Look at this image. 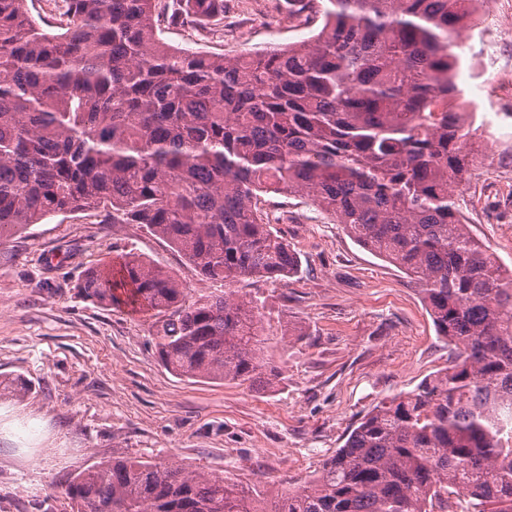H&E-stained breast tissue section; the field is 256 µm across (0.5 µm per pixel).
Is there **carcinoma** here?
<instances>
[{
  "instance_id": "carcinoma-1",
  "label": "carcinoma",
  "mask_w": 512,
  "mask_h": 512,
  "mask_svg": "<svg viewBox=\"0 0 512 512\" xmlns=\"http://www.w3.org/2000/svg\"><path fill=\"white\" fill-rule=\"evenodd\" d=\"M177 2L171 25L224 16ZM327 2L310 37L226 56L162 42L156 0H63L59 33L0 0V242L59 213L145 225L224 292L191 302L134 254L81 292L166 314L172 373L251 386L279 371L233 284L297 271L260 203L306 197L419 287L453 352L269 511L222 476L118 456L66 481L76 512H512V269L455 201L477 152L454 48L479 0Z\"/></svg>"
}]
</instances>
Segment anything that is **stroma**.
I'll return each mask as SVG.
<instances>
[{"label": "stroma", "instance_id": "stroma-1", "mask_svg": "<svg viewBox=\"0 0 512 512\" xmlns=\"http://www.w3.org/2000/svg\"><path fill=\"white\" fill-rule=\"evenodd\" d=\"M456 82L481 155L456 190L473 232L512 268V0H481ZM286 0H224L220 24L160 23L167 44L233 56L309 37ZM301 260L284 280L245 278L281 374L246 388L187 379L159 359L161 317L103 306L78 283L136 254L191 297L218 294L141 224L74 213L0 243V512H70L60 486L125 456L228 477L263 507L309 481L381 399L447 367L417 286L305 198H269ZM303 339H296V332Z\"/></svg>", "mask_w": 512, "mask_h": 512}]
</instances>
